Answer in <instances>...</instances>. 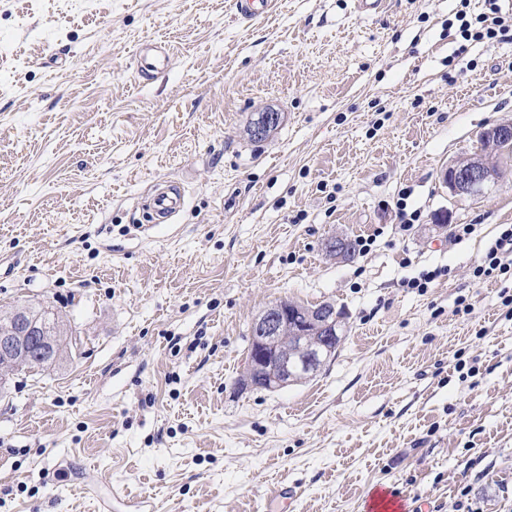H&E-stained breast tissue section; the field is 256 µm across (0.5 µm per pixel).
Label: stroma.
<instances>
[{
	"label": "stroma",
	"instance_id": "1",
	"mask_svg": "<svg viewBox=\"0 0 512 512\" xmlns=\"http://www.w3.org/2000/svg\"><path fill=\"white\" fill-rule=\"evenodd\" d=\"M276 2L246 24L233 0H0V311L68 327L0 389V512H269L284 485L288 512L377 488L512 512V276L473 275L512 177L443 182L512 118V41L459 33L512 24V0ZM149 45L173 61L144 80ZM267 111L282 125L251 140ZM163 180L184 207L151 227ZM336 236L373 244L342 261ZM282 299L333 303L346 333L313 376L242 389ZM461 21L462 23L459 27V30L461 37L465 41L482 40L485 37L489 39L499 38L500 40L512 39V26L509 27V25H504V23H502L500 20V17L490 18L489 16H482L479 18L478 23L483 25H481L480 30H476L475 32L471 30V23L468 24L467 21Z\"/></svg>",
	"mask_w": 512,
	"mask_h": 512
}]
</instances>
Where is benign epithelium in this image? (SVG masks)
<instances>
[{"instance_id": "obj_1", "label": "benign epithelium", "mask_w": 512, "mask_h": 512, "mask_svg": "<svg viewBox=\"0 0 512 512\" xmlns=\"http://www.w3.org/2000/svg\"><path fill=\"white\" fill-rule=\"evenodd\" d=\"M512 161V120L502 121L481 132L479 148L462 163H450L445 170L448 190L461 198H475L490 185L501 182L512 172L504 165ZM9 325L0 329V380L27 368L31 350L36 344L49 345L36 322L23 313L9 316ZM305 323L314 329L307 332L302 323L289 316V303L280 301L267 308L253 323L251 349L247 357L243 388L262 387L271 391L293 382L299 373L314 374L329 359L339 335L335 309L328 306L306 314ZM304 344V354L289 358L288 341Z\"/></svg>"}]
</instances>
